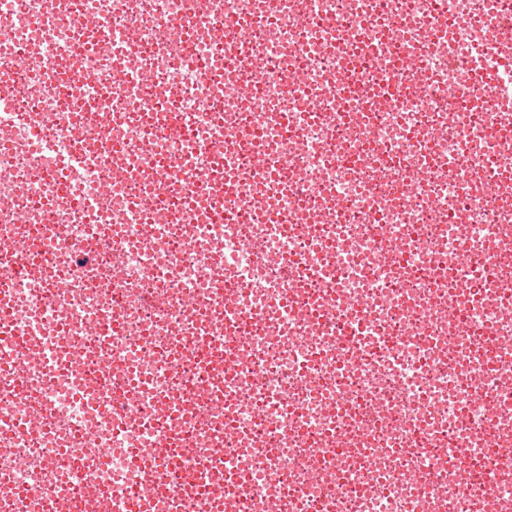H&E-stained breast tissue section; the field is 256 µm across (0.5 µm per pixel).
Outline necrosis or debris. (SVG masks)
<instances>
[{
  "mask_svg": "<svg viewBox=\"0 0 512 512\" xmlns=\"http://www.w3.org/2000/svg\"><path fill=\"white\" fill-rule=\"evenodd\" d=\"M508 28L512 0H0V243L32 264L0 269V512H43L50 476L59 512L144 488L154 512H512V204L487 192L512 102L467 94ZM65 58L93 77L69 96ZM45 139L112 149L72 173Z\"/></svg>",
  "mask_w": 512,
  "mask_h": 512,
  "instance_id": "necrosis-or-debris-1",
  "label": "necrosis or debris"
}]
</instances>
